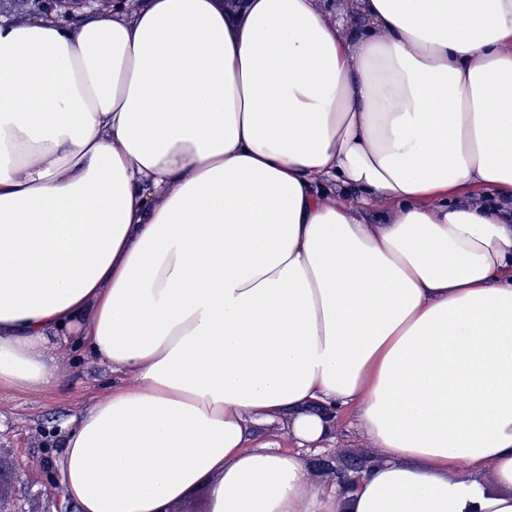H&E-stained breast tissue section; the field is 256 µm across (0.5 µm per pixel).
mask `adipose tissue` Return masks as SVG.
<instances>
[{"label": "adipose tissue", "instance_id": "obj_1", "mask_svg": "<svg viewBox=\"0 0 512 512\" xmlns=\"http://www.w3.org/2000/svg\"><path fill=\"white\" fill-rule=\"evenodd\" d=\"M354 9L0 16V390L120 377L78 512H512V0ZM344 412L380 458L313 481ZM209 483L204 482L183 499L173 502L166 507L179 512H209ZM167 508L161 512H171Z\"/></svg>", "mask_w": 512, "mask_h": 512}]
</instances>
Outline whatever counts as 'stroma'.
Wrapping results in <instances>:
<instances>
[{
    "label": "stroma",
    "mask_w": 512,
    "mask_h": 512,
    "mask_svg": "<svg viewBox=\"0 0 512 512\" xmlns=\"http://www.w3.org/2000/svg\"><path fill=\"white\" fill-rule=\"evenodd\" d=\"M73 0H28L15 9L12 0H0V15L23 20L52 13L73 23L84 10L95 9ZM112 386V375L94 363L86 348L69 351L57 359L54 383L37 392L0 393V503L9 512H76L62 497L50 494L59 431ZM376 450L348 426L347 416L337 419L336 439L327 448L308 454L306 466L312 480L335 478L341 462H366Z\"/></svg>",
    "instance_id": "1"
}]
</instances>
